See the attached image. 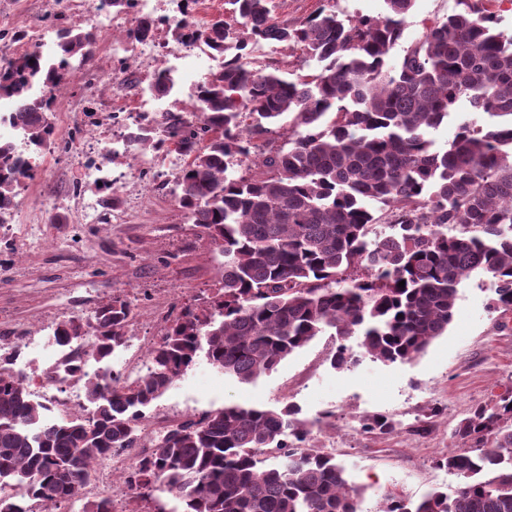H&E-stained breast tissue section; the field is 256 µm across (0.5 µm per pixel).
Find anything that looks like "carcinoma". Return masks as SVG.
<instances>
[{
	"label": "carcinoma",
	"mask_w": 512,
	"mask_h": 512,
	"mask_svg": "<svg viewBox=\"0 0 512 512\" xmlns=\"http://www.w3.org/2000/svg\"><path fill=\"white\" fill-rule=\"evenodd\" d=\"M384 2L378 18L321 8L288 22L276 0H226L237 25L175 24V43L224 54V71L200 85L196 119H149L128 132L127 152L167 144L186 158L177 201L224 254L219 288L165 328L144 374L85 375L89 417L48 418L1 362L0 491L18 486L46 509L80 501L79 512H113L83 490L94 464L121 454L129 497L156 502L154 512H359L361 489L333 455L305 446L310 425L294 404H227L168 427L152 448L141 447L137 424L202 359L250 383L328 329L335 369L357 364L355 336L375 361L411 362L448 331L474 273L494 280L493 308L512 307V34L497 28L498 0H458L463 9L425 26L394 65L414 0ZM264 41L299 52L298 68L257 64L253 47ZM57 45L59 66L36 48L0 66V95L15 100L13 119L37 153L70 142L56 141L51 100L31 91L84 67L95 36L63 27ZM461 101L477 117L440 146L431 132ZM286 116L283 145L254 142ZM33 176L30 157L0 140L1 227ZM132 319L131 300L117 295L55 323L53 336L108 361L128 347ZM362 429L385 435L394 425L373 416ZM455 436L462 447L437 460L457 478L452 492L413 506L389 493L384 512H512V389L472 407Z\"/></svg>",
	"instance_id": "cac0c4a2"
}]
</instances>
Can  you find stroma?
<instances>
[{
  "mask_svg": "<svg viewBox=\"0 0 512 512\" xmlns=\"http://www.w3.org/2000/svg\"><path fill=\"white\" fill-rule=\"evenodd\" d=\"M340 16L377 17L383 0H278L279 19H303L318 8ZM458 8V0H415L403 36L389 56L397 62L404 47L423 27ZM52 0H0V30L39 25L53 34L57 25ZM100 75L88 83L83 71H71L54 90L51 105L55 136L68 139L77 128H93L97 118L133 108L142 96L136 69L125 74L121 95L112 91V56L97 47L90 62ZM35 176L21 186L18 208L23 223L0 240V334L6 341L40 335L45 326L87 317L117 294L135 304L132 328L159 333L158 315L174 318L194 299L214 288L224 256L205 230L192 224L175 197V170L137 183L124 156L111 160V188L84 181L79 157L45 151L36 158ZM100 205V222L85 224L70 201L73 190ZM63 198L54 210L42 207L45 195ZM119 195L122 205L110 215L103 203ZM44 225L46 241H30L29 224ZM494 282L472 275L460 290L448 331L416 360L385 365L360 353L349 370L332 368L336 347L322 334L289 356L270 374L242 384L199 362L176 379L147 409L149 415L177 423L187 416L228 403L281 408L300 407L314 422L311 445L335 454L352 485L361 488L359 512H381L383 498L396 492L418 501L429 492L451 491L456 477L437 458L458 447L454 429L470 407L494 403L512 388V311H491ZM382 415L395 425L381 435L361 429L362 418Z\"/></svg>",
  "mask_w": 512,
  "mask_h": 512,
  "instance_id": "1",
  "label": "stroma"
}]
</instances>
